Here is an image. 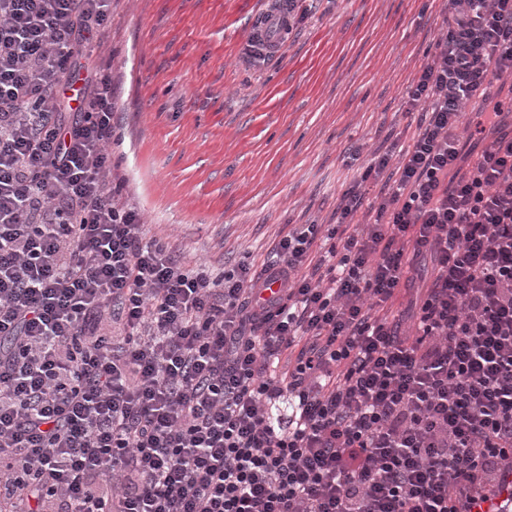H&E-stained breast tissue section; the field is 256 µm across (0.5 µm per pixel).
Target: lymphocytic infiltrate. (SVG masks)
I'll return each mask as SVG.
<instances>
[{"mask_svg":"<svg viewBox=\"0 0 512 512\" xmlns=\"http://www.w3.org/2000/svg\"><path fill=\"white\" fill-rule=\"evenodd\" d=\"M443 12L410 144L372 154L336 223L215 273L121 200L111 72L60 119L112 0H0V512H487L505 493L512 108L486 86L512 76V0Z\"/></svg>","mask_w":512,"mask_h":512,"instance_id":"1","label":"lymphocytic infiltrate"}]
</instances>
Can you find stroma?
Masks as SVG:
<instances>
[{
    "label": "stroma",
    "mask_w": 512,
    "mask_h": 512,
    "mask_svg": "<svg viewBox=\"0 0 512 512\" xmlns=\"http://www.w3.org/2000/svg\"><path fill=\"white\" fill-rule=\"evenodd\" d=\"M268 0H112V165L145 234L214 271L262 264L298 224H332L374 152L408 145L402 105L443 0H301L285 48L244 49Z\"/></svg>",
    "instance_id": "obj_1"
}]
</instances>
